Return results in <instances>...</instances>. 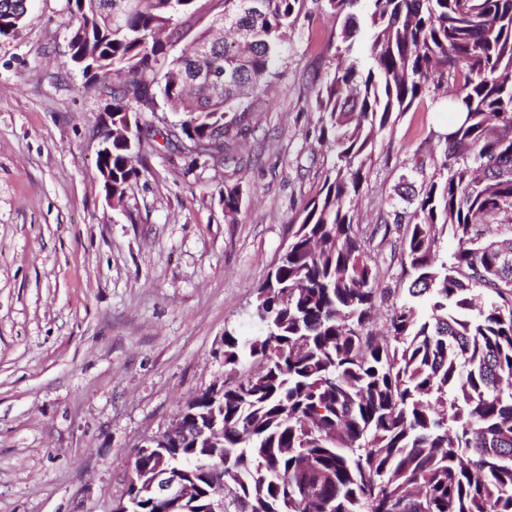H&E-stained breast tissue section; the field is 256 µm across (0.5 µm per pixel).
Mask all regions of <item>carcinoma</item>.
<instances>
[{"label":"carcinoma","mask_w":512,"mask_h":512,"mask_svg":"<svg viewBox=\"0 0 512 512\" xmlns=\"http://www.w3.org/2000/svg\"><path fill=\"white\" fill-rule=\"evenodd\" d=\"M28 0H0V20L19 19ZM68 0L69 62L111 99L112 203H123L141 171L133 159L154 134L138 113L163 105L180 114L175 148L187 172L208 150L237 164L250 103L277 76L301 17L343 19L327 49L339 63L320 82L319 139L335 161L290 225L288 245L256 289L259 334L224 330V366L260 370L224 381V441L195 447L185 417L180 450L161 460L196 488L179 512H512V239L485 240L491 224H512V0H224L235 39L204 30L210 65L224 74L215 94L190 85L194 50L170 56L179 15L198 0ZM368 18V61L357 53L354 9ZM454 75L452 108L463 121L445 137L447 177L424 188L402 229L408 285L387 315L386 332L367 330L385 293L375 288L353 207L366 162L392 113L405 112ZM244 192L224 185V221L236 222ZM457 241L450 259L438 234ZM486 299L478 302L475 288Z\"/></svg>","instance_id":"1"}]
</instances>
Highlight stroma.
<instances>
[{
    "mask_svg": "<svg viewBox=\"0 0 512 512\" xmlns=\"http://www.w3.org/2000/svg\"><path fill=\"white\" fill-rule=\"evenodd\" d=\"M67 0H30L0 37V512H112L146 438L225 378L224 333L251 336L255 291L333 154L314 81L340 23L302 20L256 104L238 167L185 175L146 150L122 206L96 168L107 96L71 69ZM445 91L396 112L354 207L390 302L402 299L396 215L446 176ZM240 184L236 223L219 192Z\"/></svg>",
    "mask_w": 512,
    "mask_h": 512,
    "instance_id": "35a3bbf8",
    "label": "stroma"
}]
</instances>
